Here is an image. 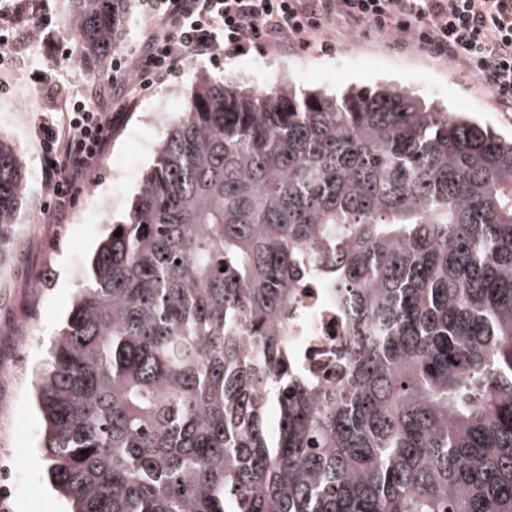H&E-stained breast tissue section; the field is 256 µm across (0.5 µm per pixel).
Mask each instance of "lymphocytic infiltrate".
<instances>
[{
  "label": "lymphocytic infiltrate",
  "mask_w": 512,
  "mask_h": 512,
  "mask_svg": "<svg viewBox=\"0 0 512 512\" xmlns=\"http://www.w3.org/2000/svg\"><path fill=\"white\" fill-rule=\"evenodd\" d=\"M155 32L143 50L115 49L112 75L124 81L118 104L71 98L63 126L42 128L45 183L66 217L72 189L87 180L137 90L163 81L184 58L217 61L262 47H307L323 33L369 25L400 48L422 49L476 78L512 112V0H137Z\"/></svg>",
  "instance_id": "f902f5d3"
}]
</instances>
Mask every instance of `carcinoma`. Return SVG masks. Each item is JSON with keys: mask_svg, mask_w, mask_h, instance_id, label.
<instances>
[{"mask_svg": "<svg viewBox=\"0 0 512 512\" xmlns=\"http://www.w3.org/2000/svg\"><path fill=\"white\" fill-rule=\"evenodd\" d=\"M70 3L109 65L112 0ZM26 189L0 137V261ZM323 264L331 380L288 329ZM83 278L36 385L69 512H512V138L390 81L205 77Z\"/></svg>", "mask_w": 512, "mask_h": 512, "instance_id": "cac0c4a2", "label": "carcinoma"}]
</instances>
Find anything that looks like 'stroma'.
I'll use <instances>...</instances> for the list:
<instances>
[{"instance_id":"1","label":"stroma","mask_w":512,"mask_h":512,"mask_svg":"<svg viewBox=\"0 0 512 512\" xmlns=\"http://www.w3.org/2000/svg\"><path fill=\"white\" fill-rule=\"evenodd\" d=\"M64 0H49L29 16L52 43H37L34 60L19 68L12 48H0V137L16 150L28 180L26 216L9 256L0 263V512H63L50 490L41 448L43 422L34 402L36 375L53 335L83 285L82 271L109 224L121 221L156 160L168 130L152 113L181 112L195 81L203 76L259 88L276 81L335 92L351 84L389 78L427 98L447 101L500 134L512 135V112L502 111L491 93L466 73L421 50L392 47L389 36L370 29L327 45L263 48L220 63L181 61L161 84L142 91L134 108L114 124L107 151L89 180L76 186L65 223L51 218L53 202L44 184L41 126L61 124L63 101L48 102L43 82L52 79L70 93L87 88L90 63L70 64L73 46L60 18Z\"/></svg>"}]
</instances>
